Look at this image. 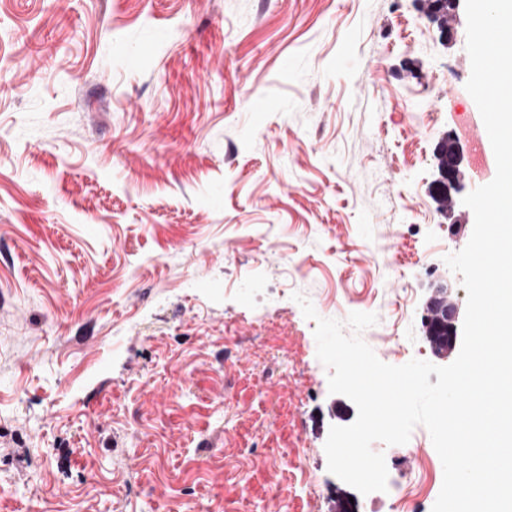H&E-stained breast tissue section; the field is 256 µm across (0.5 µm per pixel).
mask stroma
<instances>
[{"mask_svg": "<svg viewBox=\"0 0 512 512\" xmlns=\"http://www.w3.org/2000/svg\"><path fill=\"white\" fill-rule=\"evenodd\" d=\"M466 18L420 0H0V512H398L443 466L424 426L386 491L327 469L314 321L373 313L438 366L434 288L474 214L429 193L480 112ZM262 99L266 109L253 110ZM459 1L461 0H450L447 10L444 2L437 0H422L425 12L432 20L438 22L443 35L447 39L448 35H451L453 30L450 21L455 14Z\"/></svg>", "mask_w": 512, "mask_h": 512, "instance_id": "35a3bbf8", "label": "stroma"}]
</instances>
